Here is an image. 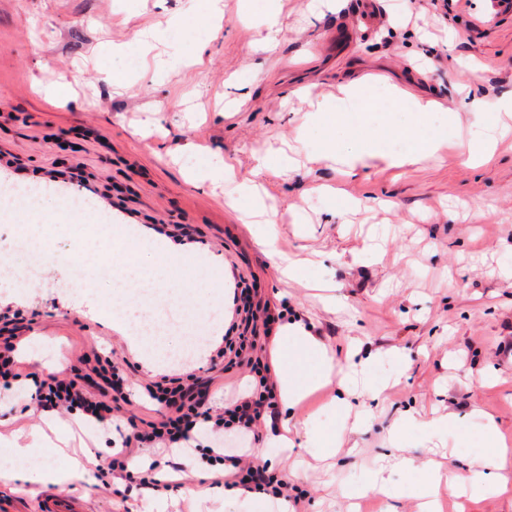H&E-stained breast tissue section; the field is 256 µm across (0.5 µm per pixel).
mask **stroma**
Masks as SVG:
<instances>
[{
    "label": "stroma",
    "instance_id": "35a3bbf8",
    "mask_svg": "<svg viewBox=\"0 0 512 512\" xmlns=\"http://www.w3.org/2000/svg\"><path fill=\"white\" fill-rule=\"evenodd\" d=\"M307 0H221L223 16L208 23L203 0H0V171L14 182L93 200L109 222L133 224L142 241L169 239L159 251L167 287L153 295L132 291L126 306L137 320L165 322L171 300L189 312L183 341L204 333L194 319L198 291L223 305L234 286L251 289L258 307L305 316L337 367L375 354L368 380L387 383L381 398L339 384L322 387L294 409V420L335 436L336 452L313 458L295 437L294 448L267 461L270 472L302 473L294 512H418L407 491L413 475L396 458L434 459L468 473L481 471L461 434L475 437L495 423L512 449V134L481 164L468 161L470 144L487 137L470 101L495 112L512 93V7L496 0H438L437 15L420 0H376L379 25L351 42L335 38L357 0H328L320 14ZM278 7L276 42L256 48L259 21ZM157 36L154 49L134 45L138 32ZM125 46V81L115 89L112 48ZM358 81L375 98L390 86L436 101L435 128H447L440 158L403 169L367 157L343 177L323 158L309 124L315 103L335 99L340 85ZM70 82L73 91L50 103L43 90ZM457 115L445 127L446 110ZM295 144L303 165L281 174L258 158L268 148ZM233 160L238 180L266 195L276 247L306 260L305 284L279 280L257 239L263 225L246 224L224 195L196 186L189 171L214 158ZM86 185H68L73 169ZM95 225L73 231L46 224L50 251L87 249ZM79 270L61 278L41 261L32 294L8 301L14 280L0 274V318L20 338H37V357L20 356L23 372L63 374L98 384L99 360L123 368L133 390L121 418H147L153 403L145 388L179 362L155 363L150 345L94 319L95 296L78 287ZM222 277L215 287L213 277ZM349 397L360 431L340 429L331 407ZM30 394L0 385V512H32L54 486L24 475L51 455L15 457L7 442L35 424ZM453 415L459 429H400L407 414ZM74 430L71 448L105 461L112 432L86 416L63 415ZM160 462L187 467L181 488L153 492L103 471L66 487L86 512H115L123 494L129 512H279L277 500L224 490L202 478L194 451L162 454Z\"/></svg>",
    "mask_w": 512,
    "mask_h": 512
}]
</instances>
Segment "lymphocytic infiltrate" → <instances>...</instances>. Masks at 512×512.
Wrapping results in <instances>:
<instances>
[{
    "mask_svg": "<svg viewBox=\"0 0 512 512\" xmlns=\"http://www.w3.org/2000/svg\"><path fill=\"white\" fill-rule=\"evenodd\" d=\"M281 322V316L266 313L263 335L228 336L223 346L214 350V358L226 359L228 367L244 370L254 379V387L249 393H235L225 398L222 411L213 410L209 391L194 393L182 385L171 386L170 376H159L146 390L156 405V415L148 420L130 422L121 449L112 454L108 463L113 477L134 479L156 491L173 490V482L159 476V461H152L147 468L136 472L129 470L133 449L160 448L167 451L176 445L190 444L197 425L207 423L216 439L213 446L207 447L206 453L212 459L225 462L229 468L228 473L215 474L214 483L230 484L248 492L268 490L275 496L288 497L291 487L286 480L266 468L245 463L243 456L224 452L226 443L233 440L241 446L248 442L258 443L261 423L265 416L274 412L276 394L271 369L256 351L269 344ZM33 383L35 390L31 398L43 410H78L103 426L114 416L113 406L106 401L89 398L77 380L50 375L34 377Z\"/></svg>",
    "mask_w": 512,
    "mask_h": 512,
    "instance_id": "f902f5d3",
    "label": "lymphocytic infiltrate"
}]
</instances>
